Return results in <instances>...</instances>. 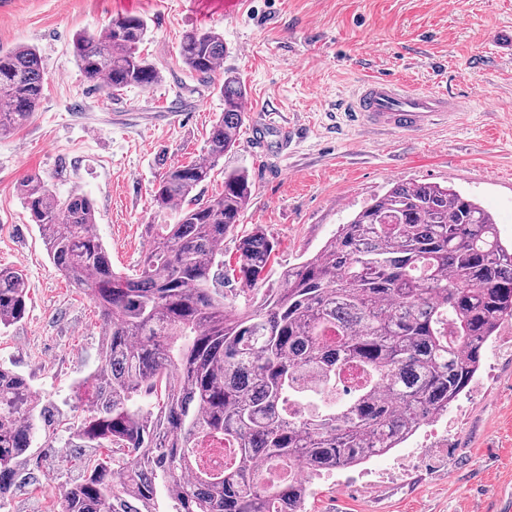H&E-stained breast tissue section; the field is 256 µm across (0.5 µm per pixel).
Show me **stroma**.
Returning a JSON list of instances; mask_svg holds the SVG:
<instances>
[{
    "instance_id": "stroma-1",
    "label": "stroma",
    "mask_w": 512,
    "mask_h": 512,
    "mask_svg": "<svg viewBox=\"0 0 512 512\" xmlns=\"http://www.w3.org/2000/svg\"><path fill=\"white\" fill-rule=\"evenodd\" d=\"M144 17L139 46L161 75L149 89H91L72 53L82 31L112 16ZM223 33L225 70L247 90L235 149L199 192L248 168L251 201L236 234L266 229L273 273L314 255L340 224L391 183L450 185L493 214L512 241V0H0V51L34 46L47 83L39 108L0 137V266L23 271L28 315L0 329V362L25 374L41 400L87 414L75 382L101 347L98 310L49 259L19 184L46 178L62 197L87 196L116 269L148 249L153 190L166 164L202 157L224 101L223 72L199 79L179 45L193 30ZM464 101L458 120L414 134L350 125L343 106L368 75ZM297 128L282 141V128ZM448 444L423 427L387 455L312 480L309 512H512V322L502 324L483 371L449 411ZM63 445H35L28 484L4 512H53L76 479Z\"/></svg>"
}]
</instances>
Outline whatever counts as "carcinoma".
I'll use <instances>...</instances> for the list:
<instances>
[{
	"mask_svg": "<svg viewBox=\"0 0 512 512\" xmlns=\"http://www.w3.org/2000/svg\"><path fill=\"white\" fill-rule=\"evenodd\" d=\"M146 31L143 17L118 14L103 32L78 34L73 56L90 87L157 84L138 51ZM225 53L213 29L179 47L203 79ZM45 82L35 47L0 52V136L29 120ZM220 92L205 155L169 166L155 185L165 223L145 225L150 248L132 274L113 267L88 197L61 199L38 175L21 182L50 260L98 309L102 343L75 390L91 410L73 427L0 364V507L33 442L50 447L65 433L81 477L59 512H160L163 502L165 512H307L311 478L388 454L448 414L512 320V244L448 186L395 184L269 287L278 242L260 228L240 236L226 267L224 239L253 184L246 168L226 169L220 193L195 194L247 117L239 74L224 71ZM231 278L240 303L224 294ZM27 305L23 272L0 267V328L23 321ZM352 368L362 381L338 400ZM202 448L227 449L224 466L205 467Z\"/></svg>",
	"mask_w": 512,
	"mask_h": 512,
	"instance_id": "carcinoma-1",
	"label": "carcinoma"
}]
</instances>
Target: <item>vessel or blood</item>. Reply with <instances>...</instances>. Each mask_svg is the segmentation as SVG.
Returning <instances> with one entry per match:
<instances>
[{"mask_svg":"<svg viewBox=\"0 0 512 512\" xmlns=\"http://www.w3.org/2000/svg\"><path fill=\"white\" fill-rule=\"evenodd\" d=\"M461 101L443 92L415 91L383 77L363 81L354 94L349 120L360 127L400 133L422 131L460 115Z\"/></svg>","mask_w":512,"mask_h":512,"instance_id":"obj_1","label":"vessel or blood"}]
</instances>
